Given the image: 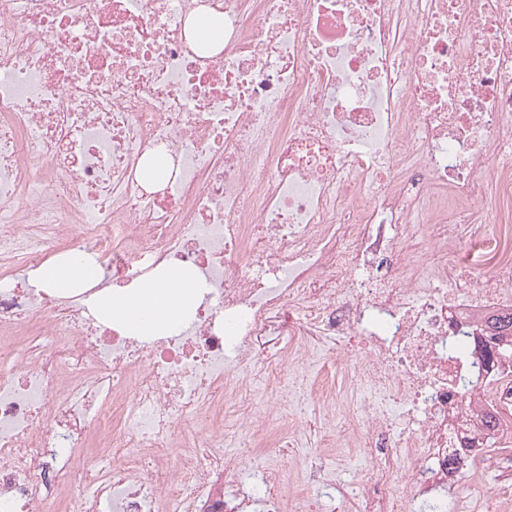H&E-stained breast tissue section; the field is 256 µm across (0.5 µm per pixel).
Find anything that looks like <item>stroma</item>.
<instances>
[{"label": "stroma", "instance_id": "35a3bbf8", "mask_svg": "<svg viewBox=\"0 0 512 512\" xmlns=\"http://www.w3.org/2000/svg\"><path fill=\"white\" fill-rule=\"evenodd\" d=\"M356 359V354L339 355L321 345L312 353L308 372L313 377H327L348 400L352 397L351 366ZM290 411L294 422L275 466L287 472L301 512H330L333 496L338 491L351 500L373 484L393 491L391 478L380 475L374 459L363 449L351 447L350 438L356 430L354 416H340L335 424H326L324 409L314 400L291 406ZM492 454L494 459L482 469L478 482H471L470 472L465 469L451 486L452 491L470 499L474 512H483L484 497L512 486V437L503 436L499 448L493 449ZM315 467L326 474L328 485L308 482L307 471Z\"/></svg>", "mask_w": 512, "mask_h": 512}]
</instances>
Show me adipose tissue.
Segmentation results:
<instances>
[{
	"label": "adipose tissue",
	"mask_w": 512,
	"mask_h": 512,
	"mask_svg": "<svg viewBox=\"0 0 512 512\" xmlns=\"http://www.w3.org/2000/svg\"><path fill=\"white\" fill-rule=\"evenodd\" d=\"M101 272L92 258L75 261L62 256L46 263L36 274L38 286L61 297L81 293L99 282ZM202 284L187 268L165 271L133 288H107L95 294L97 317L121 326L130 336H160L189 319L197 306Z\"/></svg>",
	"instance_id": "adipose-tissue-1"
}]
</instances>
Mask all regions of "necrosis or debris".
Returning a JSON list of instances; mask_svg holds the SVG:
<instances>
[{
  "mask_svg": "<svg viewBox=\"0 0 512 512\" xmlns=\"http://www.w3.org/2000/svg\"><path fill=\"white\" fill-rule=\"evenodd\" d=\"M488 176L495 255L512 0H0V512H86L76 485L100 512H298L222 447L280 454L259 401L311 397L320 343L358 353L351 443L402 488L345 512L436 504L471 409L512 411V379L460 390L448 353L512 309L511 261L482 281L456 261ZM56 255L94 256L105 288L190 268L202 298L135 338L30 285Z\"/></svg>",
  "mask_w": 512,
  "mask_h": 512,
  "instance_id": "4bbe7bcc",
  "label": "necrosis or debris"
}]
</instances>
